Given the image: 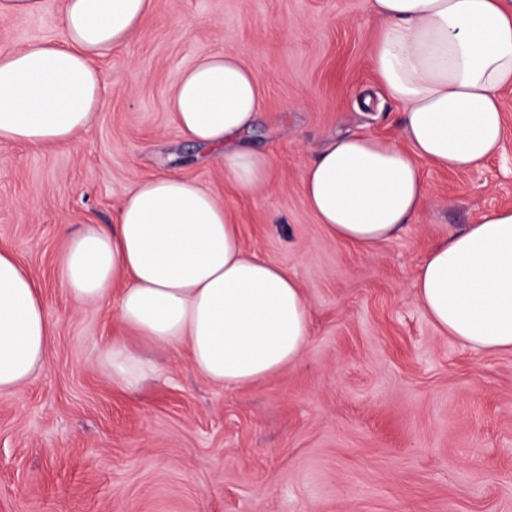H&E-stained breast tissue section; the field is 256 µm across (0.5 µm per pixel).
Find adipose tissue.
<instances>
[{
    "mask_svg": "<svg viewBox=\"0 0 512 512\" xmlns=\"http://www.w3.org/2000/svg\"><path fill=\"white\" fill-rule=\"evenodd\" d=\"M379 28L371 66L404 110L399 141L332 140L303 174L305 198L327 234L372 253L397 236L428 193L424 162L467 172L503 138L500 93L512 87V0H366ZM154 0H65L58 41L0 54V141L30 148L89 131L106 85L96 62L128 43ZM181 138L216 152L239 191L265 185L270 153L244 144L263 109L241 51L205 53L185 68L170 101ZM60 284L79 305H108L154 347H188L211 383L261 382L295 363L308 339L298 280L247 252L239 227L201 183L161 173L134 183L115 224H88L59 257ZM437 329L476 352L512 353V210L447 233L413 282ZM53 323L41 286L0 249V397L44 366ZM98 360L134 390L156 363L121 340Z\"/></svg>",
    "mask_w": 512,
    "mask_h": 512,
    "instance_id": "1",
    "label": "adipose tissue"
}]
</instances>
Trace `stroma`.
<instances>
[{
  "label": "stroma",
  "mask_w": 512,
  "mask_h": 512,
  "mask_svg": "<svg viewBox=\"0 0 512 512\" xmlns=\"http://www.w3.org/2000/svg\"><path fill=\"white\" fill-rule=\"evenodd\" d=\"M62 3L0 16V53L58 39ZM376 30L365 0H154L98 61L106 94L89 133L0 142V245L42 282L55 336L42 372L0 398V512H512V353L442 334L413 288L437 238L512 208V88L501 153L464 173L425 164L416 217L362 254L318 224L302 173L335 137L399 138L403 112L369 63ZM230 47L263 91L248 142L275 160L246 194L181 142L170 109L181 71ZM165 171L210 188L247 250L298 279L309 341L295 364L224 388L186 350L161 349V379L132 392L97 364L112 309L68 298L59 255Z\"/></svg>",
  "instance_id": "1"
}]
</instances>
